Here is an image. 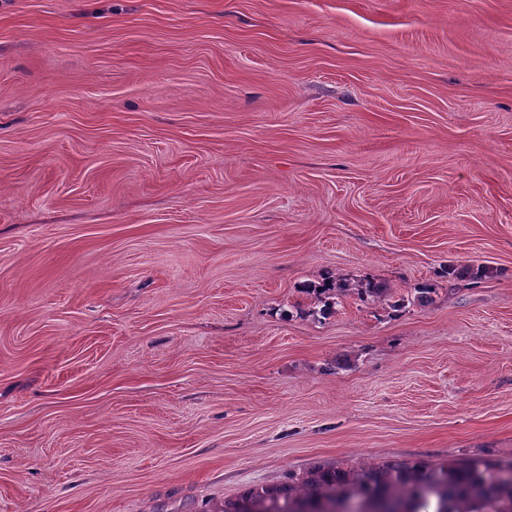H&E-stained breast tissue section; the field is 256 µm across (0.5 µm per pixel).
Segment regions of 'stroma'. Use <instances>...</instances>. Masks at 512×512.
Here are the masks:
<instances>
[{
    "mask_svg": "<svg viewBox=\"0 0 512 512\" xmlns=\"http://www.w3.org/2000/svg\"><path fill=\"white\" fill-rule=\"evenodd\" d=\"M472 459L512 460V0H0V512Z\"/></svg>",
    "mask_w": 512,
    "mask_h": 512,
    "instance_id": "stroma-1",
    "label": "stroma"
}]
</instances>
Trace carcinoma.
Returning <instances> with one entry per match:
<instances>
[{"label":"carcinoma","mask_w":512,"mask_h":512,"mask_svg":"<svg viewBox=\"0 0 512 512\" xmlns=\"http://www.w3.org/2000/svg\"><path fill=\"white\" fill-rule=\"evenodd\" d=\"M309 291L336 299L343 289L327 277ZM341 500L353 504L352 512H512V461L315 466L251 489L217 512H338Z\"/></svg>","instance_id":"1"}]
</instances>
